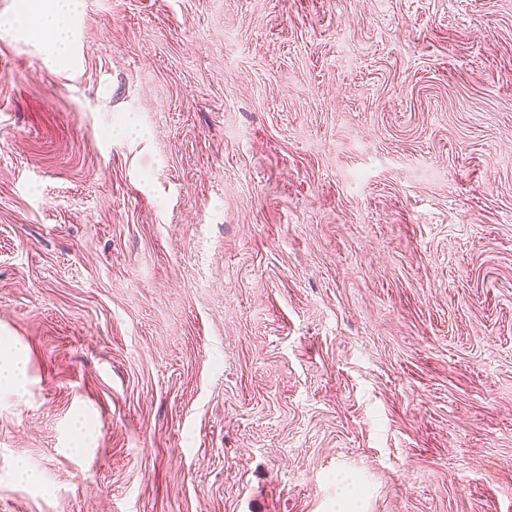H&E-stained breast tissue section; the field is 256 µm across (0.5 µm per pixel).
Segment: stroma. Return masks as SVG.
Masks as SVG:
<instances>
[{
    "label": "stroma",
    "instance_id": "1",
    "mask_svg": "<svg viewBox=\"0 0 512 512\" xmlns=\"http://www.w3.org/2000/svg\"><path fill=\"white\" fill-rule=\"evenodd\" d=\"M72 32L0 29V512H512V0ZM26 363L19 357L13 355L0 356V385L19 388L26 380Z\"/></svg>",
    "mask_w": 512,
    "mask_h": 512
}]
</instances>
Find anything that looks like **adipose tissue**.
<instances>
[{"mask_svg":"<svg viewBox=\"0 0 512 512\" xmlns=\"http://www.w3.org/2000/svg\"><path fill=\"white\" fill-rule=\"evenodd\" d=\"M76 7V0H50L47 6L34 9L35 23L17 16L9 20L8 25L17 32L39 36L57 61H67L71 58L70 22Z\"/></svg>","mask_w":512,"mask_h":512,"instance_id":"1","label":"adipose tissue"}]
</instances>
